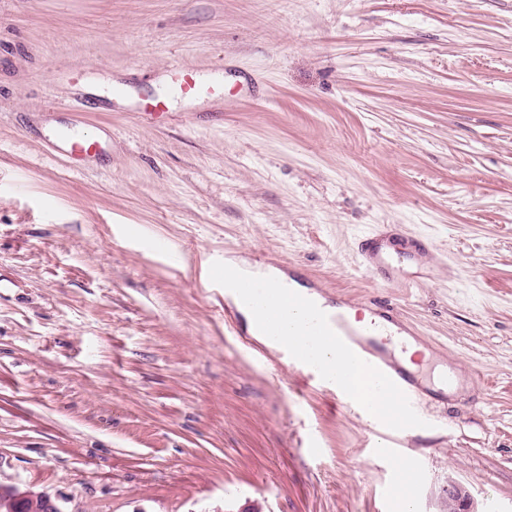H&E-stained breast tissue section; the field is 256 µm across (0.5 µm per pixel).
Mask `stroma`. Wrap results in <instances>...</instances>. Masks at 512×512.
<instances>
[{
    "instance_id": "obj_1",
    "label": "stroma",
    "mask_w": 512,
    "mask_h": 512,
    "mask_svg": "<svg viewBox=\"0 0 512 512\" xmlns=\"http://www.w3.org/2000/svg\"><path fill=\"white\" fill-rule=\"evenodd\" d=\"M223 83L159 119L173 66ZM127 91L114 99V87ZM105 150L73 172V121ZM389 230L423 244L360 270ZM392 305L455 377L416 512H512V0H0V481L66 512H395L372 419L219 271Z\"/></svg>"
}]
</instances>
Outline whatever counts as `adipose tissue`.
Wrapping results in <instances>:
<instances>
[{
  "label": "adipose tissue",
  "instance_id": "1",
  "mask_svg": "<svg viewBox=\"0 0 512 512\" xmlns=\"http://www.w3.org/2000/svg\"><path fill=\"white\" fill-rule=\"evenodd\" d=\"M230 271L232 280L226 283L225 288L232 303L245 318L248 328L253 336L272 347H288L294 354H301L303 350L314 352L323 374L328 382H342L344 388L355 393H363L365 386L359 382L355 373L339 356L338 351L329 337L313 335L312 329L316 319L321 317H334L348 325L357 323H370V316H358L355 310L345 307L327 305L318 295L306 294L304 287L294 280L288 279L283 273L274 268H263L244 260L228 259L224 262ZM238 278H246L257 284L258 293L250 296L239 294L233 282ZM265 288L281 289L283 295H307L308 307H292L283 320L276 333H268L264 313L260 305L259 292Z\"/></svg>",
  "mask_w": 512,
  "mask_h": 512
}]
</instances>
